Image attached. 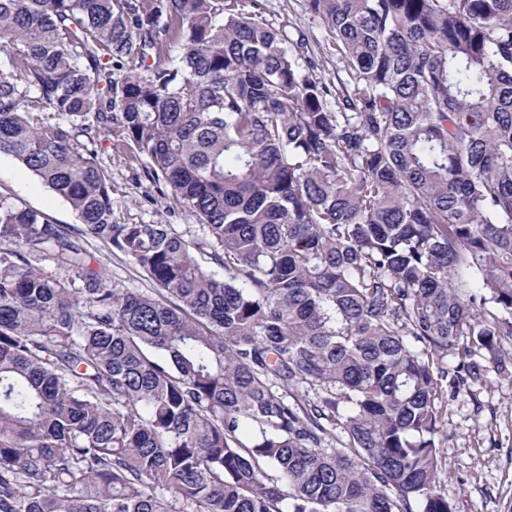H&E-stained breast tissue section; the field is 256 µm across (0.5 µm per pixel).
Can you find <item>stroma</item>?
Listing matches in <instances>:
<instances>
[{"instance_id":"obj_1","label":"stroma","mask_w":512,"mask_h":512,"mask_svg":"<svg viewBox=\"0 0 512 512\" xmlns=\"http://www.w3.org/2000/svg\"><path fill=\"white\" fill-rule=\"evenodd\" d=\"M265 18L286 27L290 42L302 34L325 40L317 19L303 0H264ZM99 160L112 179V221L116 224H169L186 235H199L195 217L179 206L164 207L145 174L144 161L132 148L103 134L97 138ZM0 194L44 213L53 223L76 224L68 203L13 157L0 155ZM92 252L116 288L148 291L149 282L125 256L95 245ZM447 415L440 446L446 459L440 489L455 512H512V364L505 372H489L471 393H447Z\"/></svg>"}]
</instances>
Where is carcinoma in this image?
I'll return each mask as SVG.
<instances>
[{
	"label": "carcinoma",
	"instance_id": "obj_1",
	"mask_svg": "<svg viewBox=\"0 0 512 512\" xmlns=\"http://www.w3.org/2000/svg\"><path fill=\"white\" fill-rule=\"evenodd\" d=\"M249 2L0 0V155L79 222L0 195V512H455L445 387L512 336V0H304L340 88ZM102 128L202 236L112 223ZM90 250L97 261L111 274L112 287L148 291L150 283L142 272L125 256L110 251L106 246L93 242Z\"/></svg>",
	"mask_w": 512,
	"mask_h": 512
}]
</instances>
